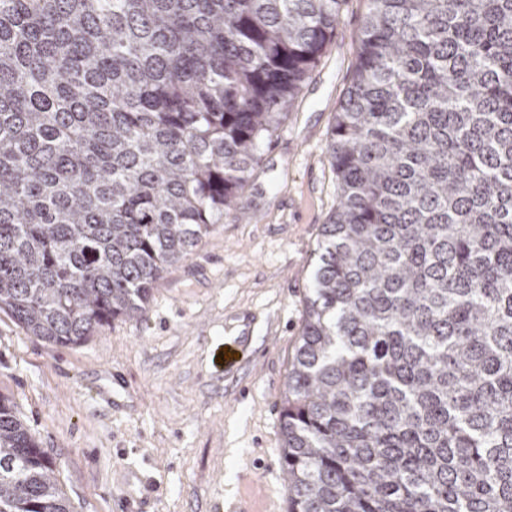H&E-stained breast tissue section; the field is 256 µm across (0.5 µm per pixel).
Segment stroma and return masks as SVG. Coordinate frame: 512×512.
<instances>
[{
    "instance_id": "stroma-1",
    "label": "stroma",
    "mask_w": 512,
    "mask_h": 512,
    "mask_svg": "<svg viewBox=\"0 0 512 512\" xmlns=\"http://www.w3.org/2000/svg\"><path fill=\"white\" fill-rule=\"evenodd\" d=\"M365 11L364 0H348L305 97L264 145L240 200L245 219L225 217L172 266L141 318L60 347L0 313V395L58 461L74 512H120L133 466L159 486L155 512L238 501L249 512H287L280 402L336 200L325 147ZM244 317L252 333L238 347L227 327ZM115 370L137 398L117 413L90 394Z\"/></svg>"
}]
</instances>
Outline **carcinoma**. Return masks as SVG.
Returning <instances> with one entry per match:
<instances>
[{
	"instance_id": "cac0c4a2",
	"label": "carcinoma",
	"mask_w": 512,
	"mask_h": 512,
	"mask_svg": "<svg viewBox=\"0 0 512 512\" xmlns=\"http://www.w3.org/2000/svg\"><path fill=\"white\" fill-rule=\"evenodd\" d=\"M347 0H0V311L143 316ZM281 398L287 512H512V0H365ZM0 396V512H73Z\"/></svg>"
}]
</instances>
